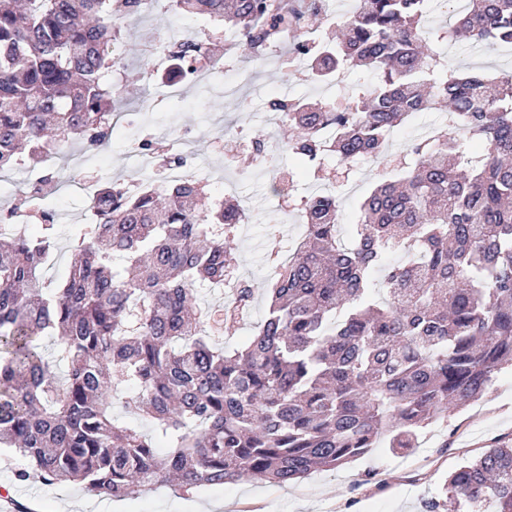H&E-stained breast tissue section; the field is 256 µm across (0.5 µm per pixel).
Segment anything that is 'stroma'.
Masks as SVG:
<instances>
[{
	"label": "stroma",
	"instance_id": "35a3bbf8",
	"mask_svg": "<svg viewBox=\"0 0 512 512\" xmlns=\"http://www.w3.org/2000/svg\"><path fill=\"white\" fill-rule=\"evenodd\" d=\"M178 26L210 40L216 65L209 81L186 83L182 101L173 103L160 96L170 64L161 60L154 74H146L145 45ZM225 35V29L209 18L173 14L160 0L155 9L143 12L120 32L117 90L132 113L134 133L186 141L199 163L198 176L207 183L210 203L234 198L248 212V222L235 240L238 274L259 284L269 275L272 253L287 248L297 234L298 207L312 187L335 181L342 221L352 225L358 221V200L392 164L364 158L344 167L331 159L315 173L299 174L295 158L283 147L292 131L283 126L278 113L263 111V97L286 88L291 97L336 108L373 87L375 73L345 69L329 99L321 85L285 67L288 43L257 58L243 45L226 43ZM443 63L458 74L491 76L512 69V47L482 50L456 41L444 47ZM258 140L275 143L274 162L255 156ZM135 167L116 143L98 154H85L77 165L59 161L54 183L43 188L46 204L60 213L55 226L58 248L44 270L46 279L60 282L68 274L66 245L81 227L87 208L78 181L85 176L101 182L124 180L134 176ZM276 182L286 184V191L273 192ZM502 443H512V370L508 368L497 374L482 399L427 428L413 451L374 448L338 469L319 470L282 486L246 479L187 492L163 485L149 494L124 498L121 512H196L197 506L210 504L216 505V512H425L428 499L444 496L448 474ZM20 463L19 456L0 451V490L10 501L9 512H110L111 498L89 494L80 485L17 481L14 472ZM367 471L373 477L365 482L361 476Z\"/></svg>",
	"mask_w": 512,
	"mask_h": 512
}]
</instances>
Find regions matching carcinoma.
I'll return each instance as SVG.
<instances>
[{"label":"carcinoma","mask_w":512,"mask_h":512,"mask_svg":"<svg viewBox=\"0 0 512 512\" xmlns=\"http://www.w3.org/2000/svg\"><path fill=\"white\" fill-rule=\"evenodd\" d=\"M137 0H0V172L25 164L52 180L44 154L112 133L118 96L112 46ZM207 16L256 56L322 13L326 0H168ZM430 0H357L339 42L310 54L312 78L350 64L378 76L346 106L282 99L305 169L324 155H387L388 136L416 112L448 108V128L413 143L396 177L359 202L351 243L337 195L302 200L305 233L266 281L255 332L217 347L216 312L198 288L236 268L238 204L207 207L189 179L129 195L100 186L101 214L71 239L69 273L42 269L55 248L53 214L39 237L0 232V447L24 461L20 481L79 484L135 497L178 480L185 491L244 479L279 485L388 447L481 399L512 367V71L448 72L436 44L464 37L512 46V0H466L448 30L425 24ZM336 128L326 143L320 127ZM399 251L404 259L386 263ZM255 288L233 285L224 320ZM56 336L59 378L41 339ZM125 407L146 433L112 413ZM457 500L512 512V447L489 449L448 479Z\"/></svg>","instance_id":"obj_1"}]
</instances>
